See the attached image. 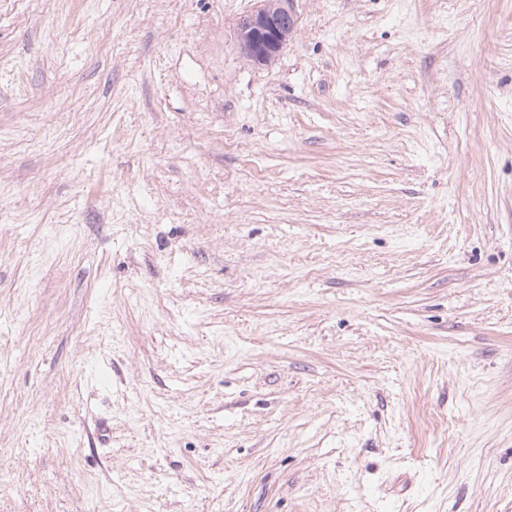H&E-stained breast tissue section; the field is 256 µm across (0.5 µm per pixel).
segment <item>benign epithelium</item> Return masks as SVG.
Listing matches in <instances>:
<instances>
[{
	"instance_id": "7a95c632",
	"label": "benign epithelium",
	"mask_w": 512,
	"mask_h": 512,
	"mask_svg": "<svg viewBox=\"0 0 512 512\" xmlns=\"http://www.w3.org/2000/svg\"><path fill=\"white\" fill-rule=\"evenodd\" d=\"M296 21L290 0H259V6L238 22L243 53L257 64L271 61L286 44V32Z\"/></svg>"
}]
</instances>
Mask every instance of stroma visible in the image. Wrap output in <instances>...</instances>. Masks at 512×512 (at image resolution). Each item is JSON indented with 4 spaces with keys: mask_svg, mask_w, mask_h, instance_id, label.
I'll use <instances>...</instances> for the list:
<instances>
[{
    "mask_svg": "<svg viewBox=\"0 0 512 512\" xmlns=\"http://www.w3.org/2000/svg\"><path fill=\"white\" fill-rule=\"evenodd\" d=\"M0 0V512H512V0ZM260 5L238 22L243 53L257 64L271 61L286 44L285 33L296 25L289 0H259Z\"/></svg>",
    "mask_w": 512,
    "mask_h": 512,
    "instance_id": "stroma-1",
    "label": "stroma"
}]
</instances>
